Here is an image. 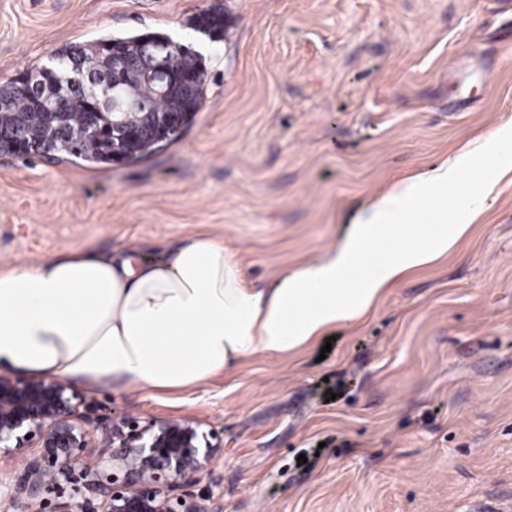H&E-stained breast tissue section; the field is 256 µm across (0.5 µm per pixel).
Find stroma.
Instances as JSON below:
<instances>
[{
	"instance_id": "1",
	"label": "stroma",
	"mask_w": 512,
	"mask_h": 512,
	"mask_svg": "<svg viewBox=\"0 0 512 512\" xmlns=\"http://www.w3.org/2000/svg\"><path fill=\"white\" fill-rule=\"evenodd\" d=\"M214 6L211 41L193 23ZM151 32L211 47L192 123L106 166L0 153V265L207 232L263 288L512 122L504 0H0V86L61 47ZM331 334L330 352L254 355L178 392L85 394L222 430L224 512H512V174L446 255Z\"/></svg>"
}]
</instances>
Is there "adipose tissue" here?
<instances>
[{"mask_svg": "<svg viewBox=\"0 0 512 512\" xmlns=\"http://www.w3.org/2000/svg\"><path fill=\"white\" fill-rule=\"evenodd\" d=\"M512 124L480 150L397 182L372 200L337 244L267 288L243 279L222 239L193 236L174 253L133 260L88 248L0 266V367L88 386L178 391L228 373L255 354H284L336 325L364 318L411 269L447 253L482 217L484 177L468 179L476 152L512 171ZM467 183L456 201L449 187ZM432 205L423 227L414 217ZM399 244L374 245L392 233Z\"/></svg>", "mask_w": 512, "mask_h": 512, "instance_id": "ef3b65f1", "label": "adipose tissue"}]
</instances>
